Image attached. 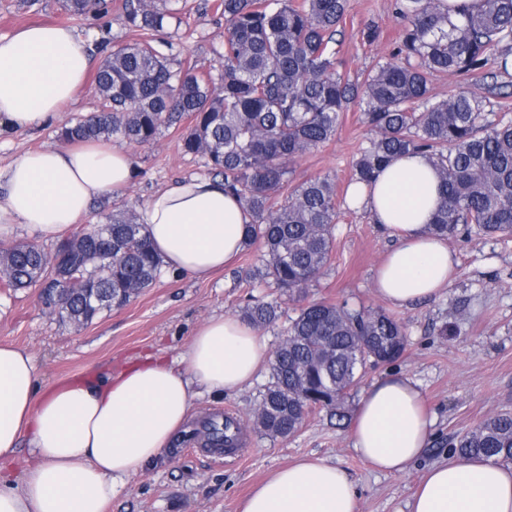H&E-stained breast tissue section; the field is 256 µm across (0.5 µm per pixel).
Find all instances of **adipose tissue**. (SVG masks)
Returning a JSON list of instances; mask_svg holds the SVG:
<instances>
[{
	"label": "adipose tissue",
	"mask_w": 512,
	"mask_h": 512,
	"mask_svg": "<svg viewBox=\"0 0 512 512\" xmlns=\"http://www.w3.org/2000/svg\"><path fill=\"white\" fill-rule=\"evenodd\" d=\"M89 45L70 28L40 24L0 36V126L49 124L86 88ZM132 157L111 145H66L24 154L0 170V239L20 226L64 239L93 200L123 190ZM420 154L394 159L372 187L352 192L393 245L377 268V293L407 306L441 295L456 259L429 224L442 195ZM154 251L173 272L202 277L240 252L250 216L222 179L192 177L151 196L141 210ZM266 361L255 330L233 316L199 327L185 357H156L93 382L41 385L33 356L0 344V461L28 446L21 483L0 481V512H104L126 481L160 459L203 393L242 390ZM434 421L402 374L375 380L358 405L353 448L376 470L408 471L431 445ZM410 512H512V465L482 457L432 465ZM242 512H359L340 468L318 458L288 464L258 484Z\"/></svg>",
	"instance_id": "1"
}]
</instances>
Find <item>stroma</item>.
<instances>
[{
    "label": "stroma",
    "mask_w": 512,
    "mask_h": 512,
    "mask_svg": "<svg viewBox=\"0 0 512 512\" xmlns=\"http://www.w3.org/2000/svg\"><path fill=\"white\" fill-rule=\"evenodd\" d=\"M166 7L173 16L156 37V47L195 72L216 71L224 42L223 16L208 7L207 0H167ZM66 22L61 0H37L28 8L20 0H0V36L31 24ZM370 24L380 30L372 44L361 35ZM401 34L394 0H348L340 53L343 71L354 78L390 57ZM97 105L96 86L91 83L46 127L0 128V167L26 152L59 145L61 128L93 114ZM191 124V117H183L144 146L114 139V146L132 157L135 175L129 187L110 195V202L138 210L172 181L208 175L205 158L182 150V138ZM367 138L358 106H350L335 137L290 165L292 183L328 176L337 187L339 216L332 259L304 298H289L271 283L249 286L246 273L260 266L263 254L257 241L243 247L231 265L208 277L163 271L136 299L103 311L84 326L66 325L51 315L41 289H0V344L30 352L41 379L50 382L88 378L149 355L181 356L206 319L239 315L254 299L280 307L279 318L258 332L269 354L303 302L345 300L353 306L379 307L406 325L407 350L392 370L418 383L434 418L432 444L425 457L405 473L378 472L352 447L350 423L332 425L322 412L310 414L303 428L285 439L247 430L239 456L215 459L204 454L198 435L203 422L223 418L228 410L235 417H246L271 380L266 365L241 392L201 397L172 456L129 479L104 512H240L255 485L307 456L347 473L359 492L360 512H409L410 497L427 468L447 460L449 439L495 412L512 409V237L463 232L449 240L458 260L457 275L436 300L407 307L377 296L374 272L392 240L369 213L349 207L346 195L352 164Z\"/></svg>",
    "instance_id": "obj_1"
}]
</instances>
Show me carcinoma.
<instances>
[{"instance_id": "obj_1", "label": "carcinoma", "mask_w": 512, "mask_h": 512, "mask_svg": "<svg viewBox=\"0 0 512 512\" xmlns=\"http://www.w3.org/2000/svg\"><path fill=\"white\" fill-rule=\"evenodd\" d=\"M224 15L217 77L173 69L148 40L114 45L99 26L93 53L99 107L61 130L68 142L121 137L151 143L164 126L193 118L183 150L206 158L224 191L251 216L245 244L262 241L265 261L248 274L302 296L330 263L337 189L328 176L289 185L288 165L331 140L341 113L357 103L371 137L349 185H371L390 161L424 155L436 169L442 203L430 229L446 239L472 229L512 236V120L492 117L490 98L512 79V0H481L452 21L442 0H396L402 35L391 57L362 78L340 70L347 0H215ZM73 21L101 20L107 0H62ZM134 32H160L161 0H124ZM459 82L434 92L432 77ZM284 191L281 203L273 196ZM89 240L60 282L49 275L53 256L33 245L0 246V288L40 287L59 319L83 325L151 287L162 273L136 212L103 203L90 220L69 229ZM278 305L255 300L241 318L262 328ZM405 326L380 309L311 302L289 319L271 360L272 382L261 394L255 423L269 438L298 432L324 411L341 424L346 402L368 371L390 366L406 351ZM212 443L232 447L239 424L210 422ZM457 457L512 463V411L502 410L448 441Z\"/></svg>"}]
</instances>
